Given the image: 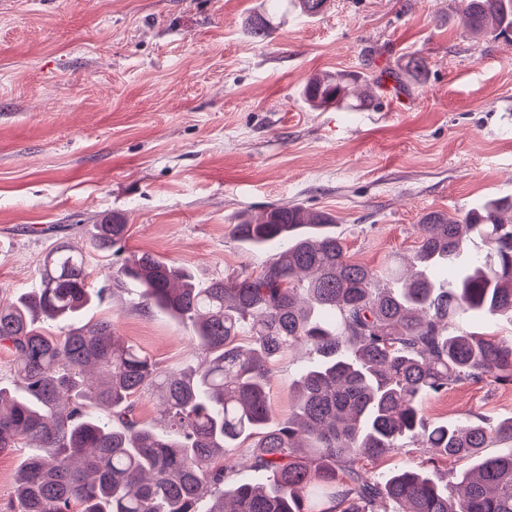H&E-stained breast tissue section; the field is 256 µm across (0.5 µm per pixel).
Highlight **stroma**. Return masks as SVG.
I'll return each instance as SVG.
<instances>
[{
    "mask_svg": "<svg viewBox=\"0 0 512 512\" xmlns=\"http://www.w3.org/2000/svg\"><path fill=\"white\" fill-rule=\"evenodd\" d=\"M260 0H0V298L35 282L76 224L120 214L125 252L199 274L259 272L269 255L229 233L231 217L301 204L335 215L352 260L410 255L429 211L512 194V45L474 38L459 0H329L288 13L259 41ZM423 56L427 78L387 72ZM380 82L357 112L314 110L319 73ZM89 319L112 322L164 367L205 359L188 327L143 313L122 288ZM309 356L274 369L286 418ZM426 418L512 417V385L467 381L429 398Z\"/></svg>",
    "mask_w": 512,
    "mask_h": 512,
    "instance_id": "obj_1",
    "label": "stroma"
}]
</instances>
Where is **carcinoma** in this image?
<instances>
[{
    "label": "carcinoma",
    "instance_id": "1",
    "mask_svg": "<svg viewBox=\"0 0 512 512\" xmlns=\"http://www.w3.org/2000/svg\"><path fill=\"white\" fill-rule=\"evenodd\" d=\"M265 2L249 21L261 41L288 7L315 18L327 4ZM462 6L471 33L512 40V0ZM426 73L416 54L389 75L402 84ZM357 82L317 74L304 95L316 108L356 112L372 98L350 101ZM420 227L407 265L381 270L349 259L336 216L301 205L230 225L248 249L271 252L257 274L200 277L153 253L128 255L113 282L135 289L137 309L165 311L192 330L207 359L187 370L161 368L116 339L107 320L83 322L102 291L88 287L83 249L57 244L39 287L0 302V347L22 391L0 387V451L37 448L20 463L9 512H375L382 501L393 512H512V417L444 425L422 412L451 385H512V342L462 325L473 314L512 318V197L455 215L431 211ZM127 232L121 215L85 229L103 253L121 248ZM297 348L312 362L293 381L288 417L274 423L273 369ZM142 396L158 399L153 426L134 417ZM410 446L432 453L428 466L379 480L360 464ZM241 447L262 479L230 482L224 450ZM448 457L474 466L446 479L433 465ZM206 497L208 508H198Z\"/></svg>",
    "mask_w": 512,
    "mask_h": 512
}]
</instances>
